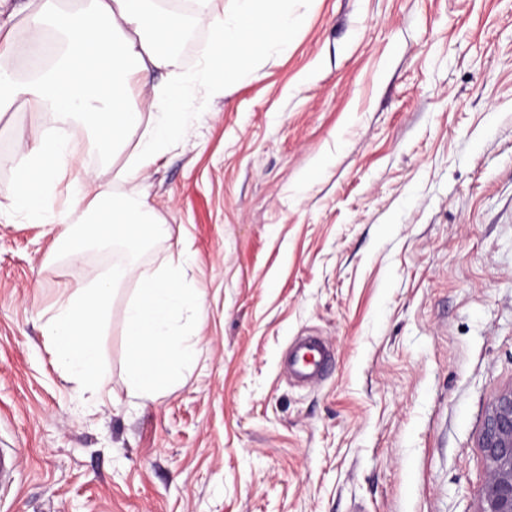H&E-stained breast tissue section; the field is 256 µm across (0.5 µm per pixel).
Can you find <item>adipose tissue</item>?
Listing matches in <instances>:
<instances>
[{
    "mask_svg": "<svg viewBox=\"0 0 512 512\" xmlns=\"http://www.w3.org/2000/svg\"><path fill=\"white\" fill-rule=\"evenodd\" d=\"M192 2L185 15L170 9L169 0H34L19 39L0 0V115L20 103L37 119L80 121L90 127L92 143L104 148L122 145L140 131L126 170L127 178H137L185 122L191 79L177 76L160 88L149 77L171 66L187 22L212 34L203 74L214 94L252 73L255 61L272 49H287L299 22L289 0H233L231 12L221 18L211 12V0ZM18 60L27 77L18 76ZM135 90L143 107L130 104ZM78 163L76 147L58 136L46 134L20 146L14 166L18 185L5 213L50 219L72 257L110 240L135 252L166 235L143 191L117 195L111 184L89 173L72 184L81 193L74 207L53 212L58 179Z\"/></svg>",
    "mask_w": 512,
    "mask_h": 512,
    "instance_id": "1",
    "label": "adipose tissue"
}]
</instances>
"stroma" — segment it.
Returning <instances> with one entry per match:
<instances>
[{
	"instance_id": "1",
	"label": "stroma",
	"mask_w": 512,
	"mask_h": 512,
	"mask_svg": "<svg viewBox=\"0 0 512 512\" xmlns=\"http://www.w3.org/2000/svg\"><path fill=\"white\" fill-rule=\"evenodd\" d=\"M287 51L223 95L197 87L173 144L117 181L139 133L82 166L147 194L204 311L194 362L153 400L125 381L122 281L101 395L63 380L42 328L71 259L48 224L0 218V512H477L484 419L512 385V0H292ZM0 116V202L21 142ZM332 345L298 387L296 337Z\"/></svg>"
}]
</instances>
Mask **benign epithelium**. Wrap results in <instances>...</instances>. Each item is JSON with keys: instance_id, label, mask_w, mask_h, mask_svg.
Listing matches in <instances>:
<instances>
[{"instance_id": "1", "label": "benign epithelium", "mask_w": 512, "mask_h": 512, "mask_svg": "<svg viewBox=\"0 0 512 512\" xmlns=\"http://www.w3.org/2000/svg\"><path fill=\"white\" fill-rule=\"evenodd\" d=\"M479 448L487 478L479 490L478 512H512V386L504 389L491 405Z\"/></svg>"}]
</instances>
